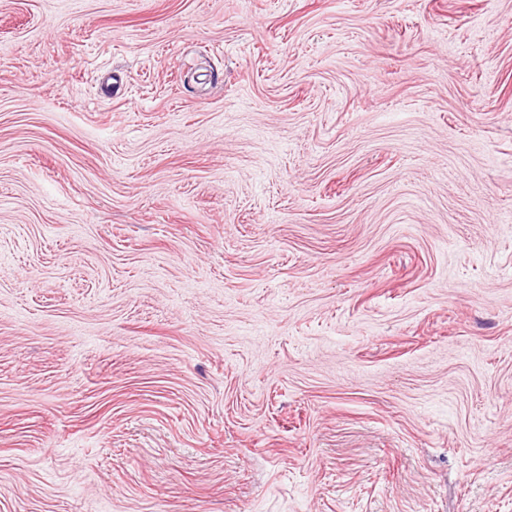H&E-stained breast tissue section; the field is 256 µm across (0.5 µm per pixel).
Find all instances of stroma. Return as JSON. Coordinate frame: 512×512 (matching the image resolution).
Masks as SVG:
<instances>
[{
	"instance_id": "stroma-1",
	"label": "stroma",
	"mask_w": 512,
	"mask_h": 512,
	"mask_svg": "<svg viewBox=\"0 0 512 512\" xmlns=\"http://www.w3.org/2000/svg\"><path fill=\"white\" fill-rule=\"evenodd\" d=\"M0 512H512V0H0Z\"/></svg>"
}]
</instances>
